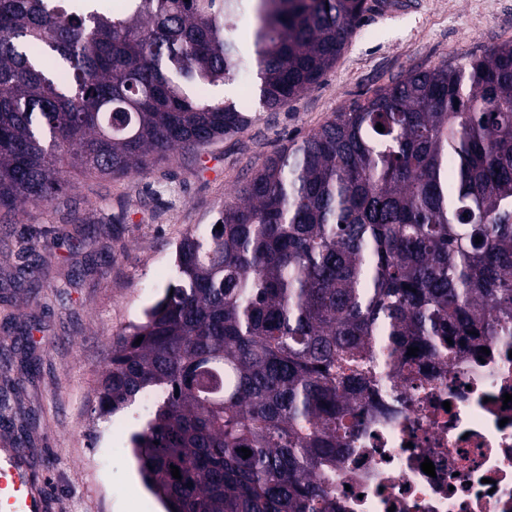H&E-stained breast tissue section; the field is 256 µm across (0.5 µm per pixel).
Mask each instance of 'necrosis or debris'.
Listing matches in <instances>:
<instances>
[{
	"instance_id": "1",
	"label": "necrosis or debris",
	"mask_w": 512,
	"mask_h": 512,
	"mask_svg": "<svg viewBox=\"0 0 512 512\" xmlns=\"http://www.w3.org/2000/svg\"><path fill=\"white\" fill-rule=\"evenodd\" d=\"M462 349L422 388L367 401L352 456L336 468L340 512H512V336ZM434 475L421 469L424 460Z\"/></svg>"
}]
</instances>
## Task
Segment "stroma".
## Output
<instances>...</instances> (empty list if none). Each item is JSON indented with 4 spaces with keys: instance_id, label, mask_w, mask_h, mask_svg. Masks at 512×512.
Here are the masks:
<instances>
[{
    "instance_id": "stroma-1",
    "label": "stroma",
    "mask_w": 512,
    "mask_h": 512,
    "mask_svg": "<svg viewBox=\"0 0 512 512\" xmlns=\"http://www.w3.org/2000/svg\"><path fill=\"white\" fill-rule=\"evenodd\" d=\"M380 2L368 0L335 66L289 109H259L254 76L241 73L227 93L252 117L242 132L144 176L75 174L47 205L0 211V400L8 405L0 448H28L51 512H162L133 490L129 436L138 421L128 411L103 420L91 408L113 336L163 293L183 233L211 223L268 158L363 94L411 69L463 64L512 43V0H404L391 13ZM72 211L84 216V233L70 224ZM115 214L122 223H112ZM34 245L49 257L22 303L12 284Z\"/></svg>"
}]
</instances>
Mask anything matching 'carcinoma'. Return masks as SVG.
Instances as JSON below:
<instances>
[{
	"label": "carcinoma",
	"mask_w": 512,
	"mask_h": 512,
	"mask_svg": "<svg viewBox=\"0 0 512 512\" xmlns=\"http://www.w3.org/2000/svg\"><path fill=\"white\" fill-rule=\"evenodd\" d=\"M100 2L0 0L7 214L52 201L72 170L145 176L177 150L241 132L247 113L195 88L230 84L246 58L260 108L288 107L368 10L367 0H124L108 15ZM511 324L503 44L355 100L270 157L209 234L186 232L162 297L112 341L93 413L154 393L130 444L165 512H336V465L365 400Z\"/></svg>",
	"instance_id": "obj_1"
}]
</instances>
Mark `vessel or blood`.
I'll return each mask as SVG.
<instances>
[{
	"label": "vessel or blood",
	"mask_w": 512,
	"mask_h": 512,
	"mask_svg": "<svg viewBox=\"0 0 512 512\" xmlns=\"http://www.w3.org/2000/svg\"><path fill=\"white\" fill-rule=\"evenodd\" d=\"M22 450L0 458V512H47L48 496L40 481L25 470Z\"/></svg>",
	"instance_id": "1"
}]
</instances>
